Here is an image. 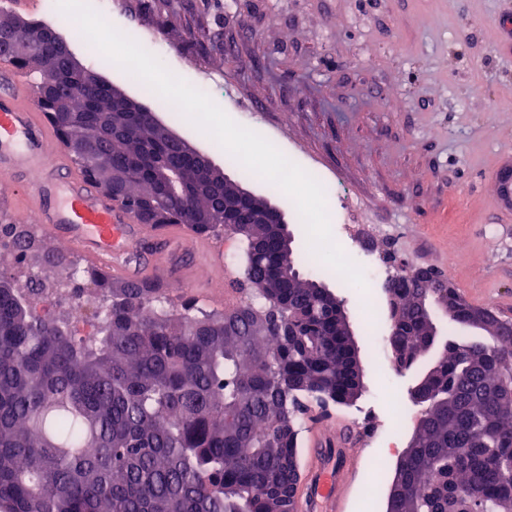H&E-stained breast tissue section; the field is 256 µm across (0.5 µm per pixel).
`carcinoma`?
Listing matches in <instances>:
<instances>
[{"label":"carcinoma","instance_id":"1","mask_svg":"<svg viewBox=\"0 0 512 512\" xmlns=\"http://www.w3.org/2000/svg\"><path fill=\"white\" fill-rule=\"evenodd\" d=\"M0 12V50L38 69L37 106L61 139L106 159L81 163L97 184L116 180L125 208L149 224L246 245L243 300L231 308H175L159 282H92L94 334L37 310L38 292L0 277V512H297L303 404L350 407L363 393L347 313L303 274L281 224H242L252 207L223 169L193 159L141 116L112 107L109 91L70 70L68 47L39 19L11 35ZM152 152L191 175L186 194L158 185L136 158ZM0 235L50 273L71 268L24 226ZM385 283L390 348L410 371L437 344L434 312L471 327L475 306L448 278ZM428 297L425 305L419 299ZM481 341L450 335L420 387L410 447L392 479L391 512H512V328L492 311Z\"/></svg>","mask_w":512,"mask_h":512}]
</instances>
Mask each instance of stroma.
Masks as SVG:
<instances>
[{
	"instance_id": "35a3bbf8",
	"label": "stroma",
	"mask_w": 512,
	"mask_h": 512,
	"mask_svg": "<svg viewBox=\"0 0 512 512\" xmlns=\"http://www.w3.org/2000/svg\"><path fill=\"white\" fill-rule=\"evenodd\" d=\"M177 11L168 21L145 0H112L108 20L133 38L148 30L171 72L315 177L333 237L347 239L365 274L360 290L320 272L348 312L365 385L356 405L324 412L364 440L329 460L358 459L342 474V512H386L412 424L394 421L384 396H406L413 375L396 371L386 342L385 250L451 269L460 292L485 306L512 302V223H500L491 182L500 152L512 149V39L500 30L512 23V0H178ZM43 20L84 67L149 101L141 81L64 27L61 12ZM158 116L243 187L267 194L266 181L242 179L185 117Z\"/></svg>"
}]
</instances>
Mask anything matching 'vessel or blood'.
I'll return each instance as SVG.
<instances>
[{
	"mask_svg": "<svg viewBox=\"0 0 512 512\" xmlns=\"http://www.w3.org/2000/svg\"><path fill=\"white\" fill-rule=\"evenodd\" d=\"M0 175L16 180L0 201L38 218L40 228L57 237L88 264L126 279L140 270L182 283L184 254L214 276L198 282L199 292L215 303L225 299L223 237L191 234L183 224H135L127 210L100 194L88 176L72 166L58 146L54 127L43 112L20 102L12 65L0 60ZM159 241L154 258L142 256L141 241ZM345 491L338 471L314 468L299 493V512H341Z\"/></svg>",
	"mask_w": 512,
	"mask_h": 512,
	"instance_id": "1",
	"label": "vessel or blood"
}]
</instances>
